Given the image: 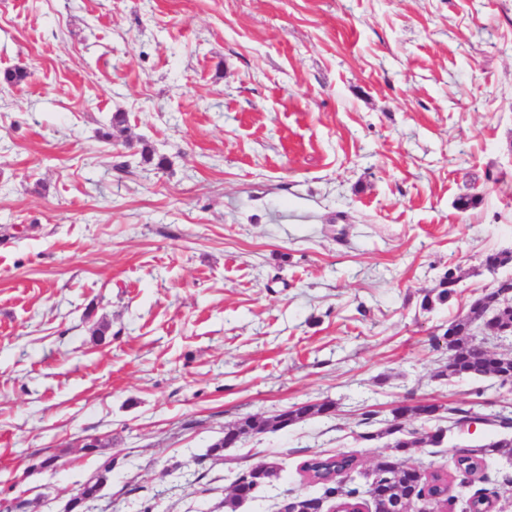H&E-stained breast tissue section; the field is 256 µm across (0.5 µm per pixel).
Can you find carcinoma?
I'll return each instance as SVG.
<instances>
[{"instance_id":"cac0c4a2","label":"carcinoma","mask_w":512,"mask_h":512,"mask_svg":"<svg viewBox=\"0 0 512 512\" xmlns=\"http://www.w3.org/2000/svg\"><path fill=\"white\" fill-rule=\"evenodd\" d=\"M482 266L486 271L512 268V251L504 249L485 254ZM461 279L452 268L444 272L436 288L435 298L424 300V307H432L433 301L447 302L456 292ZM493 309L499 311V320L512 325V308L500 304V299L493 291H482L471 302L469 313L451 321L455 332L454 350L448 356L443 370L438 373L440 377H458L481 379L494 376L501 384H512V356L498 353L495 360H490L486 351L477 348L479 338L474 334V326L479 321H485V316ZM334 405L330 402L320 404H294L290 409L278 413L270 418L253 415L239 419L234 425L224 430V435L213 442L208 449V455L213 457L224 456V449L232 448L248 437L264 434L268 431L285 429L299 422L309 419L313 415L331 416L330 410ZM411 416L429 422L435 418L439 406L426 402L410 407ZM471 422L492 423L501 428L512 427V415L500 410L484 414L471 406L448 407V424L460 427ZM382 427L376 431H366L358 434L363 441H374L385 437L391 438L387 450L380 454L376 460V482L370 488L356 482L354 473L359 467L355 455L338 451L332 454H318L303 461L298 473L307 479L308 483L320 489L316 500L323 503L348 510H355L360 505H372L374 512H384L386 503L393 500L406 499L411 496L423 495L435 501L441 507L445 499L437 498L443 492L441 485L444 473L439 470L429 472L428 479L420 483L414 474V466L409 464L408 456L415 448L424 444L440 445L444 442V429L438 428L434 432L411 429L400 421L397 415H392L381 421ZM473 465L467 472L478 477L488 466V459L499 454L507 458L512 457V439L500 440L470 449ZM111 466L90 479L83 486L82 499H90L97 495L108 479ZM276 474L275 463L260 462L248 466L235 473L231 493L224 498L225 512H238L242 502L249 498L254 500L269 488L272 477Z\"/></svg>"}]
</instances>
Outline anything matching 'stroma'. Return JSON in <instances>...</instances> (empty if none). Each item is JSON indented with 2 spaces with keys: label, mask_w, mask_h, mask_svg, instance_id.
Listing matches in <instances>:
<instances>
[{
  "label": "stroma",
  "mask_w": 512,
  "mask_h": 512,
  "mask_svg": "<svg viewBox=\"0 0 512 512\" xmlns=\"http://www.w3.org/2000/svg\"><path fill=\"white\" fill-rule=\"evenodd\" d=\"M0 501L66 512H224L269 459L278 512L297 468L386 440L362 415L440 406L494 379L443 378L436 344L512 249V0H0ZM124 132L101 137L112 113ZM163 156L144 163L143 147ZM479 195L460 210L456 199ZM461 281L423 308L442 274ZM109 325L94 342V324ZM333 401L208 456L246 415ZM102 443L86 452V438ZM56 456V469L37 460Z\"/></svg>",
  "instance_id": "obj_1"
}]
</instances>
